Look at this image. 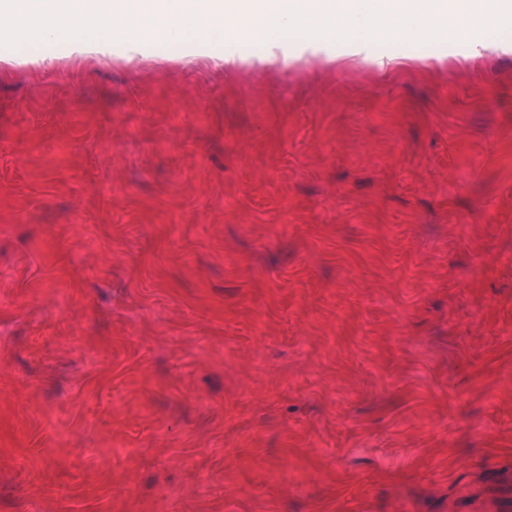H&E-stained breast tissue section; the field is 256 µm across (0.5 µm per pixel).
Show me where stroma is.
Instances as JSON below:
<instances>
[{"label": "stroma", "instance_id": "35a3bbf8", "mask_svg": "<svg viewBox=\"0 0 512 512\" xmlns=\"http://www.w3.org/2000/svg\"><path fill=\"white\" fill-rule=\"evenodd\" d=\"M0 48V512H512V30Z\"/></svg>", "mask_w": 512, "mask_h": 512}]
</instances>
